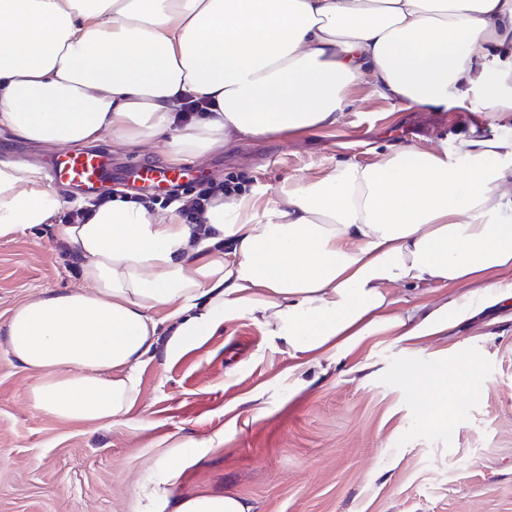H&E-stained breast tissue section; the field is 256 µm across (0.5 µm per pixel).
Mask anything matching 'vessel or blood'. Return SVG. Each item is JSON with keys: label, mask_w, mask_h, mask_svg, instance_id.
Wrapping results in <instances>:
<instances>
[{"label": "vessel or blood", "mask_w": 512, "mask_h": 512, "mask_svg": "<svg viewBox=\"0 0 512 512\" xmlns=\"http://www.w3.org/2000/svg\"><path fill=\"white\" fill-rule=\"evenodd\" d=\"M58 184L92 193L112 177V161L101 149L68 151L54 158L48 169Z\"/></svg>", "instance_id": "obj_1"}]
</instances>
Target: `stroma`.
Masks as SVG:
<instances>
[{
	"mask_svg": "<svg viewBox=\"0 0 512 512\" xmlns=\"http://www.w3.org/2000/svg\"><path fill=\"white\" fill-rule=\"evenodd\" d=\"M339 123L240 140L171 162L169 139L139 147L100 141L117 170L177 165L176 191L155 192L154 210L194 198L201 181L250 192L372 163L412 146L512 135V121L463 108L434 112L384 99L371 86L345 89ZM52 148L0 128V160L43 166ZM83 260L38 224L0 239V512H140L142 486L177 442L203 449L182 465L171 499L233 494L252 512H512V298L479 301L477 291L512 281V267L428 288H393L395 298L431 309L461 298L439 336H374L281 377L287 359L262 326L243 318L172 356L169 308L153 309L161 338L137 371L139 395L118 422H64L33 407L35 375L9 349L13 312L49 292L84 288ZM468 356L480 380L458 397L452 425H427L405 371L434 373L442 358ZM239 401L249 427L231 432L225 408Z\"/></svg>",
	"mask_w": 512,
	"mask_h": 512,
	"instance_id": "stroma-1",
	"label": "stroma"
}]
</instances>
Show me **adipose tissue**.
I'll list each match as a JSON object with an SVG mask.
<instances>
[{
    "label": "adipose tissue",
    "mask_w": 512,
    "mask_h": 512,
    "mask_svg": "<svg viewBox=\"0 0 512 512\" xmlns=\"http://www.w3.org/2000/svg\"><path fill=\"white\" fill-rule=\"evenodd\" d=\"M512 40V0H0V125L23 140L140 146L169 136L180 160L230 139L336 124L343 89L367 83L396 102L445 110L469 101L512 112L491 44ZM210 110L185 126L186 97ZM209 207L200 224L114 199L83 224H55L63 202L39 167L0 161V238L36 224L81 255L83 290L19 307L11 352L36 373L33 405L65 421L110 423L138 394L158 341L151 311L178 319L169 352L247 318L287 345L294 377L329 351L387 333L437 336L448 308H398V286L450 284L512 267V141L459 140L428 153L350 163L317 180ZM469 362L421 379L430 423L447 427L449 391ZM147 512H251L233 495Z\"/></svg>",
    "instance_id": "ef3b65f1"
}]
</instances>
